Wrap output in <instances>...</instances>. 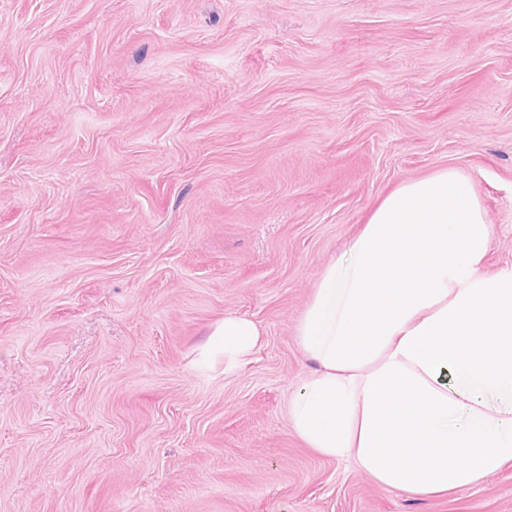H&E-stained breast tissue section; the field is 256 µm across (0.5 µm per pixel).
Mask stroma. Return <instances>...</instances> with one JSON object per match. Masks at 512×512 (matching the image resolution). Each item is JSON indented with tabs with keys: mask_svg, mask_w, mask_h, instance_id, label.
I'll return each mask as SVG.
<instances>
[{
	"mask_svg": "<svg viewBox=\"0 0 512 512\" xmlns=\"http://www.w3.org/2000/svg\"><path fill=\"white\" fill-rule=\"evenodd\" d=\"M448 167L512 267V0H0V512H512L511 465L411 496L288 415L325 268ZM209 336L210 353L224 357L225 371H232L249 361L260 341L261 332L258 325L247 317L225 316Z\"/></svg>",
	"mask_w": 512,
	"mask_h": 512,
	"instance_id": "stroma-1",
	"label": "stroma"
}]
</instances>
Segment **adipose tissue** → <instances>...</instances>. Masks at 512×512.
<instances>
[{
	"instance_id": "ef3b65f1",
	"label": "adipose tissue",
	"mask_w": 512,
	"mask_h": 512,
	"mask_svg": "<svg viewBox=\"0 0 512 512\" xmlns=\"http://www.w3.org/2000/svg\"><path fill=\"white\" fill-rule=\"evenodd\" d=\"M452 168L402 183L327 266L297 326L313 369L289 405L322 456L406 494L459 492L512 465V268ZM261 332L228 316L208 349L247 363Z\"/></svg>"
}]
</instances>
